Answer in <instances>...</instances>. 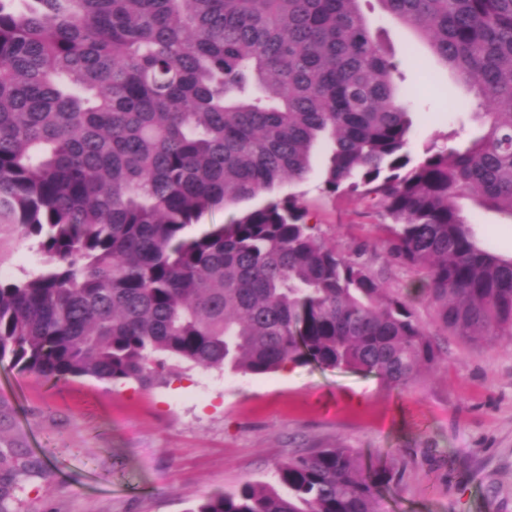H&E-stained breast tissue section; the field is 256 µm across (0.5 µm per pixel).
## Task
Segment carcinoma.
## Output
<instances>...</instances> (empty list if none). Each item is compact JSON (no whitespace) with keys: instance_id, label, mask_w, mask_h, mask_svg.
Here are the masks:
<instances>
[{"instance_id":"cac0c4a2","label":"carcinoma","mask_w":512,"mask_h":512,"mask_svg":"<svg viewBox=\"0 0 512 512\" xmlns=\"http://www.w3.org/2000/svg\"><path fill=\"white\" fill-rule=\"evenodd\" d=\"M361 0H0V225L35 266L0 281V359L57 385L146 386L169 363L263 375L314 364L403 391L440 361L411 301L325 245L295 193L313 172L381 218L438 330L512 338V255L459 199L512 218V0H377L486 118L414 159L398 64ZM215 209L222 224L185 230ZM391 474L354 448L278 463L189 512H376Z\"/></svg>"}]
</instances>
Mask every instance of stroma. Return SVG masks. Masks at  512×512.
<instances>
[{
  "label": "stroma",
  "mask_w": 512,
  "mask_h": 512,
  "mask_svg": "<svg viewBox=\"0 0 512 512\" xmlns=\"http://www.w3.org/2000/svg\"><path fill=\"white\" fill-rule=\"evenodd\" d=\"M360 8L399 62L400 95L411 107L410 150L460 148L482 132L477 100L438 63L416 33L384 17L377 0ZM327 146L313 172L283 183L302 197L317 234L362 252L393 290L413 295L435 333L416 278L384 261L385 247L362 206L325 193ZM483 243L512 253V220L462 199ZM30 242L0 230V278H21ZM441 360L410 389L380 378L315 365L243 375L216 369L166 370L143 388L89 376L51 385L0 361V452L35 470L17 478L6 512H189L200 498L269 481L276 463L319 448H356L366 465L393 473L379 512H512V343L479 346L437 335Z\"/></svg>",
  "instance_id": "1"
}]
</instances>
